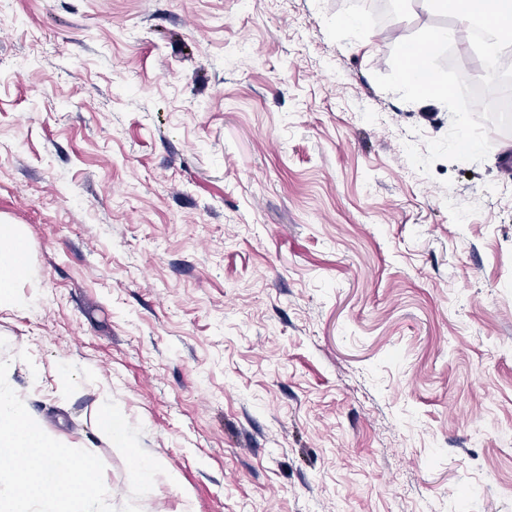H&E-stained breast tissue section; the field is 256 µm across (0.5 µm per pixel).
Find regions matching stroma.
Returning <instances> with one entry per match:
<instances>
[{"label": "stroma", "mask_w": 512, "mask_h": 512, "mask_svg": "<svg viewBox=\"0 0 512 512\" xmlns=\"http://www.w3.org/2000/svg\"><path fill=\"white\" fill-rule=\"evenodd\" d=\"M8 0L0 312L30 412L91 444L113 399L165 469L141 512H512V132L381 90L396 0ZM29 273L30 255L21 227L0 221V312L16 306L10 288Z\"/></svg>", "instance_id": "obj_1"}]
</instances>
